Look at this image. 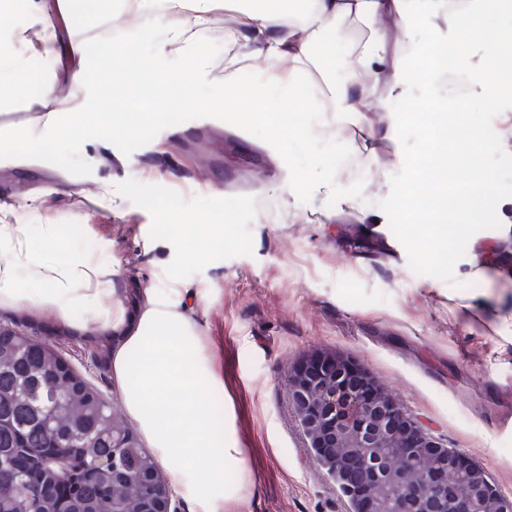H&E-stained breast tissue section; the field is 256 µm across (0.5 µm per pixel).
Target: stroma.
Segmentation results:
<instances>
[{"mask_svg": "<svg viewBox=\"0 0 512 512\" xmlns=\"http://www.w3.org/2000/svg\"><path fill=\"white\" fill-rule=\"evenodd\" d=\"M46 4L37 25L24 0L11 7L20 72L11 104L0 108V129L39 130L45 113L29 101L46 84L68 87L66 111L86 100L60 55L33 70L40 53L29 31H55L62 47L83 42L88 67L99 72L117 63L137 68L162 46L155 7L106 54L103 30L119 0H99L76 27L58 0ZM372 34L336 27L312 50L313 85L343 83L355 46ZM338 140L356 157L357 174L337 175L335 183L346 188L362 177L361 197L300 203L271 145L227 122L198 118L128 155L102 139L85 141L87 175L41 160H0V217L55 225L53 254L95 257L125 305L162 289L186 307L223 382L213 403L229 415L244 454L247 478L236 512H350L348 498L312 463L289 400V372L321 352L365 366L428 433L484 464L512 497V344L497 336L491 313L455 308L453 296L478 286L462 266L449 281L411 271L377 206L402 165L399 141L353 123ZM189 224L223 231L193 250L184 237ZM0 323L60 348L71 369L120 405L92 335L69 332L50 315L4 311Z\"/></svg>", "mask_w": 512, "mask_h": 512, "instance_id": "obj_1", "label": "stroma"}]
</instances>
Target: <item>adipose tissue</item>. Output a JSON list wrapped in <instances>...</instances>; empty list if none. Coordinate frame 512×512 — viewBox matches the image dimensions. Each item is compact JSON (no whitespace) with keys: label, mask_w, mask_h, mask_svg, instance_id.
<instances>
[{"label":"adipose tissue","mask_w":512,"mask_h":512,"mask_svg":"<svg viewBox=\"0 0 512 512\" xmlns=\"http://www.w3.org/2000/svg\"><path fill=\"white\" fill-rule=\"evenodd\" d=\"M194 2L164 0L165 45L194 43L207 26L208 9L195 7ZM498 4L499 0H289L285 7L272 10L267 0H250L238 27L228 30L226 37L235 42L252 31L264 33L265 43L255 53L261 90L293 94L311 60L312 46L323 41L337 22L376 27L374 37L357 46L347 82L340 87L321 86L308 97V110L319 114V130L327 134L342 114L369 123L364 95L368 81L380 74L393 73V88L408 103L414 102L417 90L433 88L448 44L441 39L417 42L412 26L416 16L446 12L465 24L471 45L484 47L488 35L475 18ZM392 38L413 46V56H390L387 43ZM67 54L73 78L94 85L101 94L116 91L131 101L123 122L125 132L145 133L158 110L191 103L177 80L157 67L115 84L91 73L80 43H71ZM56 101L51 84L35 100L38 107L47 109L48 118L29 143L33 152L47 151L70 130L53 109ZM434 105L423 148L435 154L436 161L427 167L420 157H411V178L394 198L403 208L429 214L435 225L429 242L437 247L448 241L449 209L465 211L473 206V194L461 193L460 188L475 179L468 158L475 136L460 118L462 102L438 98ZM33 231L30 225L0 219V310L32 316L48 312L62 325L81 332L85 325L75 311L93 308L105 333L107 361L125 413L165 467L171 487L186 495L195 512H234L238 486L228 487L220 498L212 495L211 488L226 475H244V459L233 432L220 437L214 432L209 399L222 381L195 323L161 290L146 294L131 309L109 304L112 281L95 260L87 256L56 259L45 247L54 238V225H41L37 239ZM511 242L512 235L505 231L474 241L464 260L467 276L485 283L494 278L496 254Z\"/></svg>","instance_id":"1"}]
</instances>
